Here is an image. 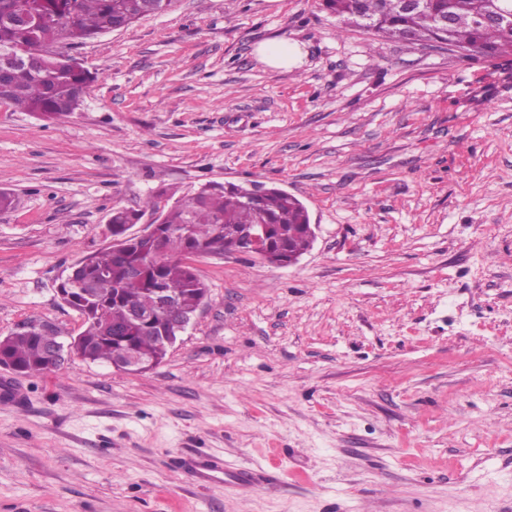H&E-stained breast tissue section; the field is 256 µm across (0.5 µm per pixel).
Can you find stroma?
<instances>
[{"instance_id": "stroma-1", "label": "stroma", "mask_w": 512, "mask_h": 512, "mask_svg": "<svg viewBox=\"0 0 512 512\" xmlns=\"http://www.w3.org/2000/svg\"><path fill=\"white\" fill-rule=\"evenodd\" d=\"M299 42L303 65L255 55ZM80 107L0 106V336L80 314L58 285L112 208L276 185L297 263L197 258L208 295L154 370L0 369V512H512V56L336 27L318 0H173L72 47ZM205 455L253 471L199 485Z\"/></svg>"}]
</instances>
